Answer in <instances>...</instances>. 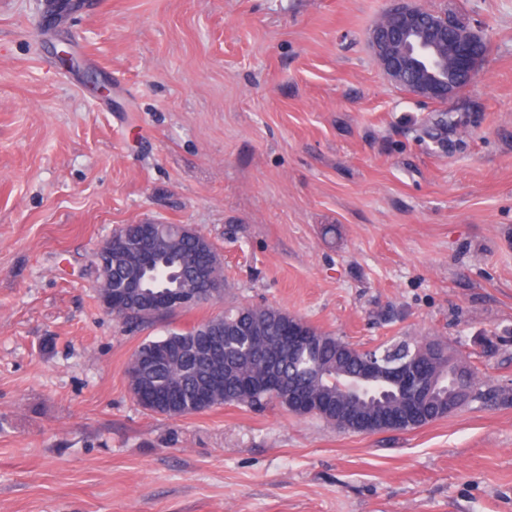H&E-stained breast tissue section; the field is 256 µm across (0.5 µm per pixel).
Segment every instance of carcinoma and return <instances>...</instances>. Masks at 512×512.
<instances>
[{
	"label": "carcinoma",
	"instance_id": "1",
	"mask_svg": "<svg viewBox=\"0 0 512 512\" xmlns=\"http://www.w3.org/2000/svg\"><path fill=\"white\" fill-rule=\"evenodd\" d=\"M131 239L112 245L111 288L122 287L131 261L122 249L137 247L138 260L145 269L143 289L149 294H178L185 283L205 285L203 276L222 275L214 266L218 252L214 245L197 248L190 237H180L179 227L166 224L160 235L172 241L177 252L155 248L141 242L142 225H130ZM224 336L219 344L214 337L200 336L196 327L172 331L166 336L143 342L130 360V384L151 389L150 399L138 404L153 413L170 418L194 415L202 409L222 405L246 406L262 410L269 405L288 409V392L304 390L331 406L313 416L336 425L340 418L347 431L373 433L364 419L380 415L383 403L400 406L396 386L387 385L380 396H364L362 404L336 416V409L347 405L336 401V378L358 370L362 354L342 338L326 331L306 327L314 337L310 343L292 349L282 346L281 337L291 324L290 314L275 307L237 306L224 312ZM448 381L432 384L425 399L426 424L447 415Z\"/></svg>",
	"mask_w": 512,
	"mask_h": 512
}]
</instances>
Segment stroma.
I'll list each match as a JSON object with an SVG mask.
<instances>
[{
    "mask_svg": "<svg viewBox=\"0 0 512 512\" xmlns=\"http://www.w3.org/2000/svg\"><path fill=\"white\" fill-rule=\"evenodd\" d=\"M43 2L0 0V512H512V0H418L489 40L435 140L368 46L387 0H90L49 30ZM147 221L214 244L223 301L103 309L94 253ZM236 306L441 339L477 395L377 434L139 406L137 347Z\"/></svg>",
    "mask_w": 512,
    "mask_h": 512,
    "instance_id": "obj_1",
    "label": "stroma"
}]
</instances>
